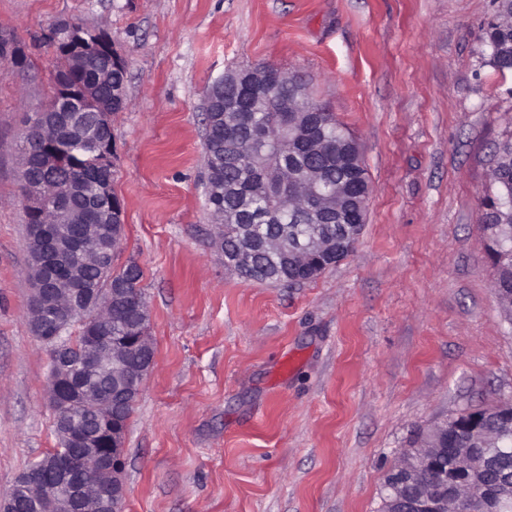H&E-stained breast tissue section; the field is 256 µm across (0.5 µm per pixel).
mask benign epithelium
<instances>
[{
	"label": "benign epithelium",
	"mask_w": 512,
	"mask_h": 512,
	"mask_svg": "<svg viewBox=\"0 0 512 512\" xmlns=\"http://www.w3.org/2000/svg\"><path fill=\"white\" fill-rule=\"evenodd\" d=\"M65 49L81 55L112 56V45L101 33H88L75 28L62 42ZM0 60L15 66L26 63L27 56L14 36L0 33ZM288 85L292 95L304 100L306 87L296 75L282 70L272 72L266 65L244 66L229 71L218 80L206 98L218 96L230 87L248 92L247 108L251 112L268 110L274 89L278 84ZM87 111L84 101L69 94H56L38 110L31 119L24 136L37 133L35 140L45 156H54V145L60 136V126H65L67 136L75 141L86 138V128L81 113ZM314 113L308 109L292 114L288 126L272 140L260 136L246 138L237 123V107L224 101V160L240 167L258 170L265 183L272 186L294 185L293 195L275 198L269 208L253 217L255 222H266L284 212L299 218L308 215L361 214L366 209L369 188L360 186L352 178H344L330 186L325 183L323 170L314 164L301 167L292 179L285 178L290 162L303 151L316 157L326 153L325 141L310 134ZM272 150L279 164L265 162L266 151ZM360 151L353 138L336 142V159L350 165L358 164ZM30 152L22 153L20 181L22 200L28 214L42 220L37 232L26 238L29 256L27 277L31 288L28 319L34 335L39 338L52 357L53 374L50 378L49 397L54 406L67 410L76 403L99 413V417L112 416L119 404L121 392L109 396L94 386L74 382L69 360L72 356L73 333L84 327L83 346L85 367L109 378H123L124 382L139 384L143 374L154 362V350L149 336V308L143 295L126 298V308L136 321L133 335L118 340L104 333V327L113 320L112 290L93 292L92 299L84 298L79 274L67 268L54 272L50 255L61 258L78 246L88 243L99 234V225L112 223V180L100 178L94 185L97 214L86 209H76L70 199L57 198L50 202L45 189L49 182H37L30 174ZM512 158V136L495 145L491 160L493 175L499 174V163ZM512 223V209H488L482 224L484 246L491 245L490 229L498 224ZM361 234L360 225H344L343 235L331 239L314 233L295 244L285 234L258 238L244 230L235 238L234 260L227 268L238 273L250 265L256 254L263 251L282 258L290 267L322 274L349 256ZM512 280V268L507 265L494 267L496 302L508 321H512V289L502 283ZM135 347L142 362L130 360L126 346ZM468 425L471 446L447 448L442 439L448 434V422ZM60 436L81 448L79 454L62 452L47 456L33 469L23 473L11 492L0 497V512H15L20 494H27L43 512H80L85 504L96 512H124L127 489L124 481L123 450L117 443L112 449L100 448L98 435L81 431L68 419L60 421ZM499 438L474 423H467V413L460 412L448 420L435 423L412 448L400 453L395 466L393 482L385 489L384 512H398L405 491L411 492V512H450L451 504L480 482V476L489 463L488 450L497 447ZM512 509V484L505 482L492 498L485 512H509Z\"/></svg>",
	"instance_id": "obj_1"
}]
</instances>
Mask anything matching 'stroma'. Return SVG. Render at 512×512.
I'll return each instance as SVG.
<instances>
[{
	"label": "stroma",
	"mask_w": 512,
	"mask_h": 512,
	"mask_svg": "<svg viewBox=\"0 0 512 512\" xmlns=\"http://www.w3.org/2000/svg\"><path fill=\"white\" fill-rule=\"evenodd\" d=\"M492 0H0L33 46L0 63V495L55 448L47 354L27 319L19 179L54 93L59 20L125 66L112 115L116 263L135 261L155 360L124 442L125 512H378L385 476L433 423L512 399V323L483 250L512 73L487 63ZM270 65L357 139L370 181L354 251L303 284L229 271L210 240L206 92Z\"/></svg>",
	"instance_id": "1"
}]
</instances>
